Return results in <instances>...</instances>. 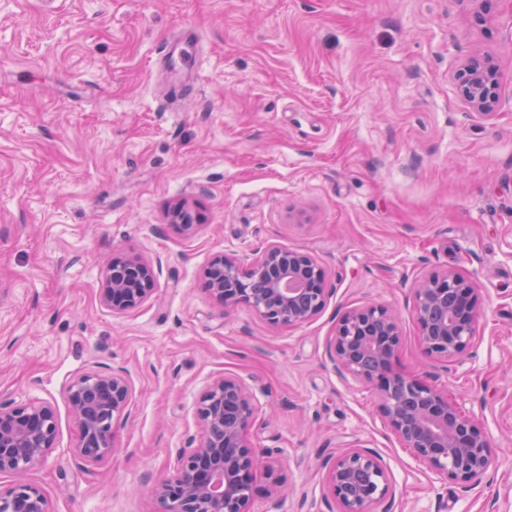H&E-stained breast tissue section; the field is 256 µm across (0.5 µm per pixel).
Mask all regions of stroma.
Returning <instances> with one entry per match:
<instances>
[{
	"instance_id": "1",
	"label": "stroma",
	"mask_w": 512,
	"mask_h": 512,
	"mask_svg": "<svg viewBox=\"0 0 512 512\" xmlns=\"http://www.w3.org/2000/svg\"><path fill=\"white\" fill-rule=\"evenodd\" d=\"M474 54L499 69L488 115L456 91ZM270 242L327 271L307 324L224 312L203 289L214 256L246 265ZM130 254L156 288L115 313L99 289ZM446 268L482 313L450 366L412 318V282ZM370 303L400 319L398 368L491 436L479 486L415 460L377 394L336 372V321ZM97 367L124 368L132 394L112 453L87 463L66 389ZM224 376L252 389L249 439L288 484L269 496L257 470L250 512H336L325 462L357 446L387 463L390 512H512V0H0V402L57 414L21 478L53 512H159L150 488Z\"/></svg>"
}]
</instances>
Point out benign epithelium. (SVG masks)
Listing matches in <instances>:
<instances>
[{
	"label": "benign epithelium",
	"instance_id": "obj_1",
	"mask_svg": "<svg viewBox=\"0 0 512 512\" xmlns=\"http://www.w3.org/2000/svg\"><path fill=\"white\" fill-rule=\"evenodd\" d=\"M461 99L487 115L498 103V69L485 57H470L456 73ZM205 291L224 312L249 305L267 325L300 326L326 306L331 289L325 270L309 254L269 243L248 268L233 255H220L204 272ZM152 264L136 255L110 263L100 302L114 312L133 309L155 290ZM412 317L424 352L454 363L473 346L481 316L479 290L455 270L427 274L414 282ZM397 316L370 304L346 311L336 322L328 353L335 368L372 387L381 399L387 426L402 447L436 474L466 487L481 483L494 464L492 443L478 420L448 393L398 370ZM132 391L124 369H95L67 388L79 423L76 452L97 462L112 452L114 423L127 415ZM196 414L202 431L180 450L172 473L155 485L160 512H249L254 473L265 469L268 493L277 495L283 477L277 462L255 448L248 431L256 418L252 390L241 380H214L200 397ZM57 416L48 402H0V474H21L40 464L55 447ZM327 494L339 512H389L391 483L386 462L362 447L328 461ZM0 512H52L43 490L18 481L0 489Z\"/></svg>",
	"mask_w": 512,
	"mask_h": 512
}]
</instances>
